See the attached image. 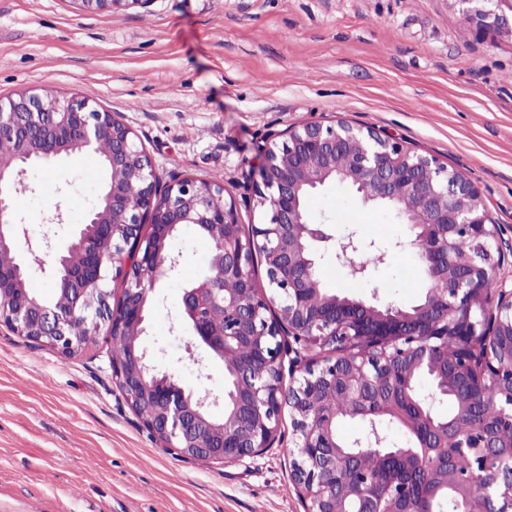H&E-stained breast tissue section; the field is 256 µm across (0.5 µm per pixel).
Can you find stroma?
Segmentation results:
<instances>
[{"instance_id":"35a3bbf8","label":"stroma","mask_w":512,"mask_h":512,"mask_svg":"<svg viewBox=\"0 0 512 512\" xmlns=\"http://www.w3.org/2000/svg\"><path fill=\"white\" fill-rule=\"evenodd\" d=\"M76 94L139 136L161 184H222L243 227L264 210L258 155L288 126L344 120L394 135L473 182L502 233L500 279L512 281V37L478 33L449 0H152L83 12L71 0H0V99ZM107 173L80 151L28 171L15 220L25 240L66 242ZM64 223H50L55 209ZM333 242L356 234L386 255L373 282L351 278L332 250L324 288L418 304L417 255L394 211L343 184L306 202ZM179 264L158 280L142 345L185 389L224 391V364L179 318L184 288L209 271L211 244L192 224L170 242ZM283 439L241 463L186 460L158 448L112 375L105 338L64 356L0 326V512H305Z\"/></svg>"}]
</instances>
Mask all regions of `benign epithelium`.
Masks as SVG:
<instances>
[{"label":"benign epithelium","instance_id":"benign-epithelium-1","mask_svg":"<svg viewBox=\"0 0 512 512\" xmlns=\"http://www.w3.org/2000/svg\"><path fill=\"white\" fill-rule=\"evenodd\" d=\"M82 11L114 12L147 7L152 0H72ZM453 11L477 32L512 36V0H452ZM112 135L108 166L123 177L106 183L87 222L55 251L45 267L27 248L19 249L20 232L13 218L12 187L25 181L34 162L58 160L96 145ZM9 137L17 162L0 160V289L14 288L17 298L0 304V326L50 347L64 356L79 343L73 320L81 315L112 335L134 326L144 332L146 312L157 276L175 270L178 259L168 251L177 228L194 224L220 234L212 250L209 275L184 290L179 315L194 342L205 346L231 370L233 388L224 390L233 407L224 420L207 418L217 401L211 393L194 394L165 373L152 372L146 350L131 344L112 361V374L131 407L140 403L151 413L139 414L156 443L179 457L213 463H235L273 447L281 413L290 408L299 461L294 482L308 502L307 512H346L336 507L355 497L356 512H398L396 501L414 498L411 484L384 486L380 474L365 470L362 459L375 457L383 471L406 462L425 473H440L461 493L471 483L448 468L438 449L453 443L471 457L483 485L494 489L485 512H512V454L497 462L481 449L497 448L503 432L512 447V287L491 292L501 259L493 243L500 227L493 223L472 184L433 156L416 153L374 128L339 121L291 126L286 137L264 149L261 181L255 195L265 219L243 235L237 203L226 199L224 186L184 178L161 187L150 157L133 132L112 113L100 111L76 96L59 97L53 108L37 94L0 101V139ZM329 182L346 183L365 204L392 207L407 236L396 246L422 257L442 288L425 293L410 308L371 300L351 302L322 287L317 275L316 246L330 240L324 225L311 221L306 198ZM149 224L152 233H142ZM465 239L473 253L461 255ZM374 247L351 233L336 250V262L348 274L365 280L373 270L358 261ZM85 257L72 273L68 255ZM264 258L269 291L256 289L250 276L254 259ZM49 271L54 287L67 293L70 306L40 304L27 288L30 272ZM124 289L112 304V278ZM457 351L448 356V336ZM319 348V359L307 352ZM431 377L432 392L423 405L411 397L416 380ZM292 378L284 384V376ZM465 389L477 406L480 392L496 397L492 421L466 425L462 410L451 420L434 415L433 401ZM342 392L346 409L326 415L320 399ZM339 417L400 423L406 445H368L348 451L336 436Z\"/></svg>","mask_w":512,"mask_h":512}]
</instances>
